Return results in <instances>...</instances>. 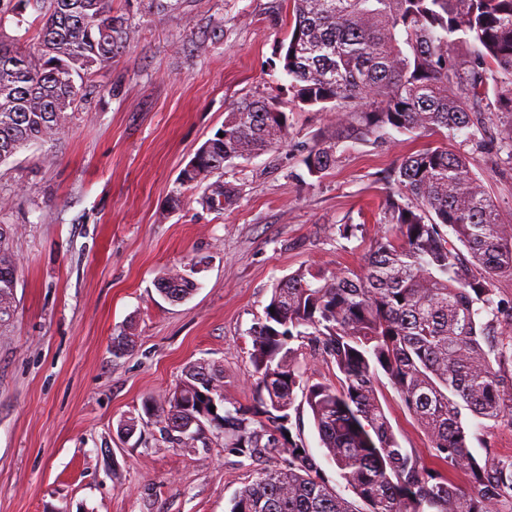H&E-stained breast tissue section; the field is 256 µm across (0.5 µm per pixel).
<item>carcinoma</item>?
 <instances>
[{
    "label": "carcinoma",
    "mask_w": 512,
    "mask_h": 512,
    "mask_svg": "<svg viewBox=\"0 0 512 512\" xmlns=\"http://www.w3.org/2000/svg\"><path fill=\"white\" fill-rule=\"evenodd\" d=\"M44 11L38 53L0 40V163L70 127L84 78L130 40L109 0H33ZM293 23L277 60L301 109L332 113L330 130L306 147L307 174L336 166L346 142L437 136L486 146L497 119V150L512 163V0H292ZM470 47L467 59L452 53ZM207 147L179 175L223 209L238 189L217 171L288 142V116L270 101L235 103ZM470 153L428 144L386 171L385 198L359 271L300 267L274 284L250 330L256 406L224 398L221 372L193 363L164 400L143 403L170 443L225 447L272 464L233 498L231 512H356L321 477L302 442L285 436L301 389L321 446L369 512H505L512 506V457L475 456L461 408L512 425V300L492 282L512 276V224L503 221ZM12 227L0 225V326L15 313L18 264ZM198 289L170 269L157 291L181 302ZM307 340L341 374L339 385L303 380L293 343ZM400 394L434 456L461 470L471 489L429 471L401 447L378 397L379 375ZM215 411H210V407ZM195 423L184 429V421Z\"/></svg>",
    "instance_id": "carcinoma-1"
}]
</instances>
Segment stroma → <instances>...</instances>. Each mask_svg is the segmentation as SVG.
I'll return each instance as SVG.
<instances>
[{
	"label": "stroma",
	"mask_w": 512,
	"mask_h": 512,
	"mask_svg": "<svg viewBox=\"0 0 512 512\" xmlns=\"http://www.w3.org/2000/svg\"><path fill=\"white\" fill-rule=\"evenodd\" d=\"M111 4L131 39L87 77L69 130L0 163V224L16 229L19 265L14 317L0 327V512H230L267 458L239 461L220 438L173 447L159 425L142 422L144 401L201 362L222 372L227 398L251 407L249 332L274 284L304 266L358 269L390 190L386 170L425 141L348 142L334 168L309 177L303 148L332 116L295 106L271 68L290 0H177L163 12L151 0ZM7 7L0 39L37 51V11ZM245 97L287 113L289 143L226 165L239 198L213 210L177 179ZM473 169L512 223L505 153L476 154ZM342 224L356 225L355 235L341 237ZM195 264L190 299L173 304L157 292L164 272ZM126 327L133 343L113 356L112 338ZM378 396L401 447L439 470L399 393L385 381ZM289 414L292 436L346 492L304 400ZM133 417L127 440L120 428ZM462 422L475 455L512 456V425H480L467 410Z\"/></svg>",
	"instance_id": "1"
}]
</instances>
